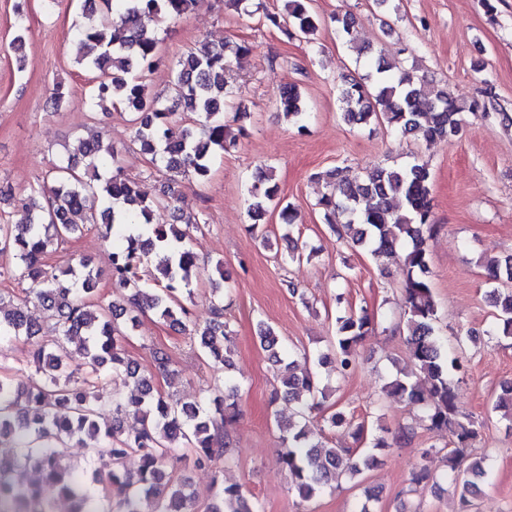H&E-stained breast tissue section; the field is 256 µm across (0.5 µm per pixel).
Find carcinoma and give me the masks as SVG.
Masks as SVG:
<instances>
[{"label": "carcinoma", "mask_w": 512, "mask_h": 512, "mask_svg": "<svg viewBox=\"0 0 512 512\" xmlns=\"http://www.w3.org/2000/svg\"><path fill=\"white\" fill-rule=\"evenodd\" d=\"M240 13L263 12L266 23L288 39L314 40L320 18L310 0H286L284 12L264 10L260 0H230ZM196 0H83V12L91 23L75 33L85 52L78 63L96 73L93 98L112 102L130 114L134 142L160 165L166 174L163 194L172 199L178 179L190 175L205 179L213 157L224 152L228 139L224 112L245 111L244 100L228 87L230 65L226 50L236 60L247 58L252 46L246 41L221 46L201 45L181 57L174 66L170 97L152 96L144 75L158 62L157 39L141 26L145 14L162 22L176 21ZM337 33L355 41L354 21L349 14L336 15ZM369 72L359 79L344 77L339 88L341 117L348 125L383 122L404 138L427 143L458 135L464 114L495 112L512 125V115L499 110L493 96L483 101H461L448 89L427 81L413 68L390 63L382 56L369 57ZM277 102L283 111L304 122L306 106L294 85H284ZM201 118L192 129L178 124V111ZM101 168L112 169L102 179ZM49 191L31 190L24 199L25 218L18 224H0V255L12 260L9 272L31 283L24 298L0 295V348L18 343L34 346L35 377L25 385L0 372V512H55L53 500L42 497L35 485L24 483L22 474L37 471L54 485L60 496L75 503L70 512H196L197 494L185 481L174 477L168 465L180 449L194 467L229 460L233 450L224 441V424L237 414L240 385L231 377L232 338L224 323V289L216 287L212 316L204 323L191 320L180 295L191 294L189 285L200 274L190 248L191 231L199 218L173 211L170 224L153 223L154 202L139 182L121 177L118 152L102 149L100 135L81 144V156L62 158L49 173ZM431 175L427 164L415 159L404 165L377 167L364 174L351 167H336L317 202L331 229L376 258L393 257L402 250L398 271L402 277L406 308V341L414 371L401 372L385 385L409 406L421 411L418 423L448 434L453 445L446 456L443 480L450 482L459 498V512H473L475 501L488 484L486 456H475L471 445L482 435L483 422L463 412L456 400L455 383L463 371L459 352L448 351L437 336V307L431 288L426 248L435 225L432 218ZM249 231L262 245L268 234L259 229L269 205L279 209L284 237H290L296 209L280 198L277 184L260 167L248 187ZM345 223H336V214ZM101 230L110 241L109 276L112 287L130 291L127 301L108 306L99 301V272L85 258L72 259L57 272L48 267L49 247L75 239L87 225ZM151 257L153 287L141 285L138 267ZM491 280L512 283V254L487 262ZM497 310L495 335L512 337V291L490 292ZM36 302L57 318V335L40 339V329L28 314ZM152 312L191 339L205 355L224 370V390L210 399L211 407L195 403L177 406L158 389L155 378L173 379L176 370L169 352L150 348L152 370L145 371L125 355L122 344L138 323V315ZM374 316L362 309L336 316V336L317 362L332 365L339 373L356 360L357 347L373 330ZM260 345L273 365L281 366L283 346L274 330L259 324ZM78 345L86 371L68 370L72 345ZM278 377L272 401L288 407V420L277 421L280 461L290 484L307 502L343 476L354 477L377 462L373 451L391 447L381 435L364 436L356 426L355 439L362 451L330 444L311 430L308 413L323 408L325 392L309 373H297L293 363ZM131 387L104 402L99 387L107 378ZM493 410L512 429V381L500 386ZM87 439L92 481L101 488L89 489L84 474L56 450L59 442ZM139 457L136 471L125 468L130 455ZM430 451L421 452L412 482L437 478L426 465ZM207 512H261L243 488L226 485L214 477Z\"/></svg>", "instance_id": "1"}]
</instances>
